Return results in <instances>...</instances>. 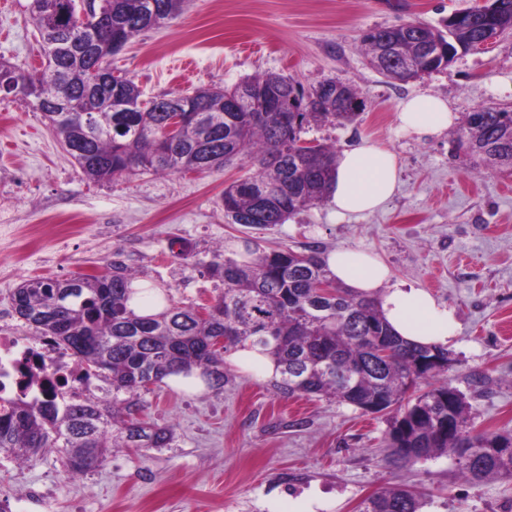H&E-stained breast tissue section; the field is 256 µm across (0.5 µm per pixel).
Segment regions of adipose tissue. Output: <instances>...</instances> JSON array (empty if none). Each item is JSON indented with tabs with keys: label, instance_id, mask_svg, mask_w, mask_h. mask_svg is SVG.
<instances>
[{
	"label": "adipose tissue",
	"instance_id": "obj_1",
	"mask_svg": "<svg viewBox=\"0 0 512 512\" xmlns=\"http://www.w3.org/2000/svg\"><path fill=\"white\" fill-rule=\"evenodd\" d=\"M398 120L401 132L421 139L451 127L455 114L443 100L418 95L401 104ZM397 182L398 160L392 151L366 144L350 147L337 157L329 202L343 216L371 213L394 195ZM324 259L337 282L377 299L386 321L404 339L444 347L456 337L453 308L426 289L393 280L388 267L372 254L339 249L325 253Z\"/></svg>",
	"mask_w": 512,
	"mask_h": 512
}]
</instances>
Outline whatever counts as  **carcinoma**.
<instances>
[{"label":"carcinoma","instance_id":"obj_1","mask_svg":"<svg viewBox=\"0 0 512 512\" xmlns=\"http://www.w3.org/2000/svg\"><path fill=\"white\" fill-rule=\"evenodd\" d=\"M185 0H106L112 26L124 40L176 19ZM76 0H30L41 38L42 70L20 71L0 62L7 76L0 92L31 102L82 174L95 182L136 172L159 175L221 171L248 156L257 171L224 186L221 205L229 224L267 229L328 198L336 175L335 145L308 140L313 125L353 123L365 107L357 91L335 79L305 88L291 76L266 73L232 87L211 85L172 91L141 108L143 92L133 80L112 78V43ZM440 26L401 23L366 30L364 55L392 82L407 83L396 60L413 56L422 73L448 67L458 48L481 36L479 20L492 32L512 29V0H487L454 12ZM273 96L281 112H255ZM196 111V119L168 136L170 109ZM458 148L486 167H512V110L480 107L465 117ZM109 273L23 282L12 295L17 316L38 336L72 351L95 377L112 385V404L89 400L60 407L52 401L0 399V451L18 459L58 448L72 473L95 468L112 448L138 456L169 448L170 426L146 414L144 396L171 374L194 369L206 388H224V354L259 347L277 364L275 388L284 397L304 394L334 398L388 424L389 462L405 466L452 453L460 472L473 482L512 478V432L477 433L467 426L464 394L437 377L452 367V353L398 336L376 300L336 282L322 251L307 247L265 249L245 237L238 249L206 265L224 285L210 306L180 305L163 298L160 311L138 315L129 302L136 273L116 258ZM332 288L328 296L319 285ZM227 342L213 348L214 340ZM422 493L399 486L364 499L358 512H420Z\"/></svg>","mask_w":512,"mask_h":512}]
</instances>
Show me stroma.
<instances>
[{
    "instance_id": "obj_1",
    "label": "stroma",
    "mask_w": 512,
    "mask_h": 512,
    "mask_svg": "<svg viewBox=\"0 0 512 512\" xmlns=\"http://www.w3.org/2000/svg\"><path fill=\"white\" fill-rule=\"evenodd\" d=\"M476 0H189L184 14L147 31L112 66L151 97L273 72L310 87L336 79L365 108L346 126L309 138L393 151L396 194L374 213L339 217L329 203L261 231L269 247L365 249L394 279L434 293L455 310L448 379L469 404L473 432L512 431V170L474 165L456 148L458 127L429 140L400 132L398 106L427 93L458 116L512 106V30L481 50L459 51L445 69L408 84L368 63L360 37L375 26L438 24ZM28 0H0V59L28 71L42 55ZM255 166L171 177L87 180L40 113L0 93V309L23 281L99 269L113 252L140 282L184 305L214 301L223 284L206 264L235 249L249 228L229 224L219 198ZM223 390L162 387L148 394L155 423L173 426L171 447L138 457L115 448L74 477L60 452L30 459L0 453V503L9 512H281L314 492L323 512H357L387 487L424 495L423 512H512V480L467 481L452 454L404 467L389 463L387 423L333 399L278 395L271 381L225 365Z\"/></svg>"
}]
</instances>
